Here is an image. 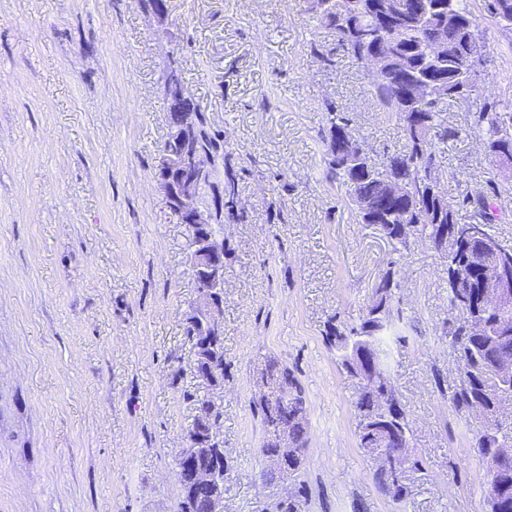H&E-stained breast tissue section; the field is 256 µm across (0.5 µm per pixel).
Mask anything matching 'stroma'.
Segmentation results:
<instances>
[{"label": "stroma", "mask_w": 512, "mask_h": 512, "mask_svg": "<svg viewBox=\"0 0 512 512\" xmlns=\"http://www.w3.org/2000/svg\"><path fill=\"white\" fill-rule=\"evenodd\" d=\"M492 64L480 100L512 103V26L468 0ZM333 33L306 0H0V512H177L176 459L197 398L223 418L224 512H486L488 473L472 422L448 404L459 362L443 330L448 281L428 244L400 249L358 223L326 171L325 101L349 113L374 159L403 151L362 62L314 53ZM179 70L221 145L205 210L234 178L245 207L223 225L224 387L194 374L185 336L196 297L190 232L152 170L167 133L163 74ZM450 102L441 144L449 203L486 179L492 231L512 249V174ZM397 260L403 319L379 344L412 431L408 494L373 479L356 439L357 383L324 339L357 323ZM273 356L308 400L295 479L263 482L257 374Z\"/></svg>", "instance_id": "35a3bbf8"}]
</instances>
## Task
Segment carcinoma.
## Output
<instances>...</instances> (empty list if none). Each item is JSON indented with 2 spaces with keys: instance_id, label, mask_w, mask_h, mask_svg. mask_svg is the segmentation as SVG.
<instances>
[{
  "instance_id": "1",
  "label": "carcinoma",
  "mask_w": 512,
  "mask_h": 512,
  "mask_svg": "<svg viewBox=\"0 0 512 512\" xmlns=\"http://www.w3.org/2000/svg\"><path fill=\"white\" fill-rule=\"evenodd\" d=\"M402 10L387 23L375 8L374 0H307L308 11L325 27L335 32L336 48L343 50L360 61L366 54H377L388 60L390 70L374 83V96L383 111L395 113L402 122L405 150L385 155L384 169L368 168L354 171L346 167L334 153V130L338 124H349L351 119L336 106H326L329 124L326 143L327 175L346 187L351 204L361 224H379L390 239L408 247L410 235L394 234L395 226L405 221L416 222L415 230L436 249L444 259L448 270V306L458 317L448 326V344L457 353L461 373L457 380L448 385V402L459 415L469 416L473 406L479 404L485 411L473 434L471 448L483 462L497 456L502 448H512V428L502 427L496 415L507 404H512V375L499 371V361L512 359V307L491 309L475 315L460 307L462 289L455 283V274L461 264V257L443 246L444 237L427 234V225L420 223L421 212L412 210L404 216L397 212L381 213L377 216L360 208V204L378 197L384 185V178L396 176L405 180L419 196V203L428 198L422 192L432 189V176L442 172L438 160L437 144L445 143L459 136V130L445 123L446 112L443 96L456 99H471L476 87L471 82L472 66H477L481 75H486L490 56L485 42L478 31L473 13L466 0H399ZM487 12L495 19L512 24V0H485ZM458 19V24L448 23V15ZM440 43L443 50L431 55L430 48ZM405 74L424 88L419 99H410L404 94ZM472 127L485 132V146L493 163L501 164L505 154L512 155V106L497 107L486 102L475 104L471 116ZM197 147L209 160H214L218 143L202 129L201 115H196ZM228 196L224 208L216 211V222L226 219L230 222L242 219L235 210L233 199L235 184L224 187ZM501 196L499 185L489 180L474 193L463 194L456 206L446 212L433 214L432 220L441 224L457 221L460 209L471 212V222L486 226V233L492 234L491 224L494 199ZM395 272L389 270L372 289L369 310L354 325L333 326L326 333L331 346L339 353V365L348 375L353 376L354 367L350 355L361 348L377 352L379 336L395 321H402L401 311L394 308ZM484 320L490 326H499L490 336H473L470 321ZM212 375L217 383L224 382V340L215 342ZM288 377V388L292 409L305 415L292 425L293 435L299 447L308 443V401L295 374L283 367ZM378 391L360 390L355 402L357 416H370L376 411L386 412L391 403L398 402L397 392L386 370H381ZM260 415L264 428L261 453L273 451L271 439L274 423L281 410L277 392L261 404ZM390 424L395 434L403 436L402 444L409 443L410 424L400 410L391 417ZM490 480L487 489L488 512H501L504 505L512 502V457L497 467H488ZM374 482L385 494L400 499L408 488L391 480L388 473L379 468L374 472ZM178 512H206L204 500L189 488H183Z\"/></svg>"
}]
</instances>
